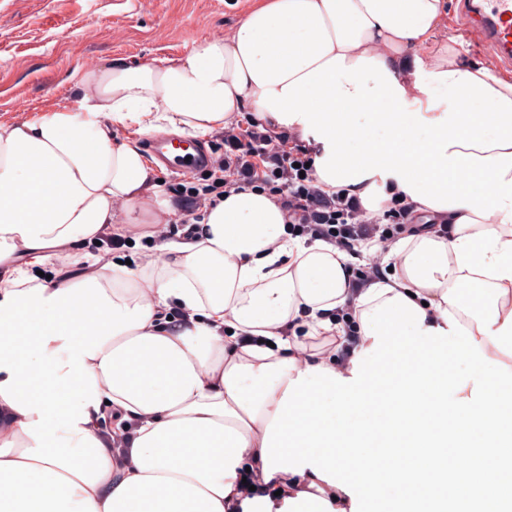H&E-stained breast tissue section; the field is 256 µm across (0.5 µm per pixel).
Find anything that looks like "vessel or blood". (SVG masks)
I'll return each mask as SVG.
<instances>
[{
  "mask_svg": "<svg viewBox=\"0 0 512 512\" xmlns=\"http://www.w3.org/2000/svg\"><path fill=\"white\" fill-rule=\"evenodd\" d=\"M466 13L481 20V34L504 62H512V0H466ZM146 151L163 173H192L207 168L211 152L205 142L155 134L146 141Z\"/></svg>",
  "mask_w": 512,
  "mask_h": 512,
  "instance_id": "b4317fda",
  "label": "vessel or blood"
}]
</instances>
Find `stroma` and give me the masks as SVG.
Masks as SVG:
<instances>
[{
  "label": "stroma",
  "instance_id": "stroma-1",
  "mask_svg": "<svg viewBox=\"0 0 512 512\" xmlns=\"http://www.w3.org/2000/svg\"><path fill=\"white\" fill-rule=\"evenodd\" d=\"M250 0H0V123L41 117L49 107L71 106L77 80L89 65L172 59L195 42L224 34L242 19ZM177 196L158 189L150 210L131 223L119 212L130 239L120 250L79 242L69 260L47 252L40 271L59 277L85 254L99 263L139 266L155 252L156 215L180 211Z\"/></svg>",
  "mask_w": 512,
  "mask_h": 512
}]
</instances>
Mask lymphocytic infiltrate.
Returning <instances> with one entry per match:
<instances>
[{
  "mask_svg": "<svg viewBox=\"0 0 512 512\" xmlns=\"http://www.w3.org/2000/svg\"><path fill=\"white\" fill-rule=\"evenodd\" d=\"M306 145L291 131H272L255 116H248L243 130L224 133V161L213 172L211 184L189 187L182 196L186 206L199 201L216 202L227 189L251 187L272 195L288 214L289 236L305 244L322 241L353 256L346 267L352 290L385 279L390 250L402 238L433 233L447 237L444 224L418 223L399 195L382 203V216L367 212L360 199L345 192H327L312 174H301L300 165L311 162ZM276 482L264 481L258 470L246 472L224 499L228 512H242L246 499L270 498L280 505Z\"/></svg>",
  "mask_w": 512,
  "mask_h": 512,
  "instance_id": "1",
  "label": "lymphocytic infiltrate"
}]
</instances>
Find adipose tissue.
Listing matches in <instances>:
<instances>
[{"label":"adipose tissue","mask_w":512,"mask_h":512,"mask_svg":"<svg viewBox=\"0 0 512 512\" xmlns=\"http://www.w3.org/2000/svg\"><path fill=\"white\" fill-rule=\"evenodd\" d=\"M447 13V0H256L233 31L178 58L84 70L75 106L0 123V406L12 416L0 512H227L289 381L315 366L350 377L373 345L362 335L349 358H301L303 340L285 337L293 319L304 339L332 331L327 311L347 303L360 314L405 295L424 327L452 313L512 366V79L438 40ZM412 48L422 54L410 64ZM247 109L316 147L324 190L376 211L386 174L447 238L400 240L386 282L352 299L348 255L289 238L280 204L242 188L204 207L202 237L161 245L143 269L52 282L7 269L103 238L118 209L147 208L155 172L113 129L203 136ZM171 306L190 323L160 319ZM245 332L268 345L238 346ZM112 407L141 421L124 465L96 432ZM288 484L285 512H351L311 469Z\"/></svg>","instance_id":"ef3b65f1"}]
</instances>
